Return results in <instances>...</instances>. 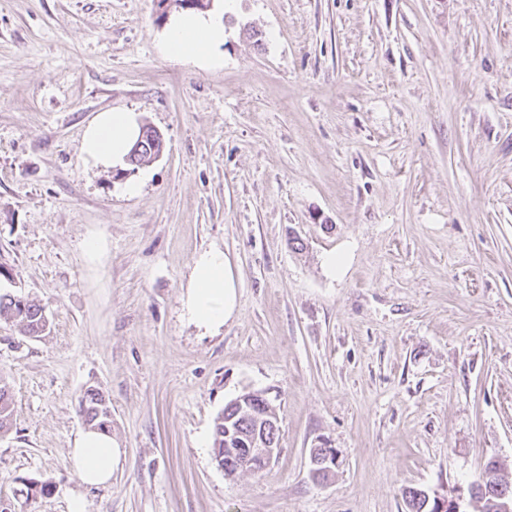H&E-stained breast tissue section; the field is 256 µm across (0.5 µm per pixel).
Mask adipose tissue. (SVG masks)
Listing matches in <instances>:
<instances>
[{"label":"adipose tissue","mask_w":512,"mask_h":512,"mask_svg":"<svg viewBox=\"0 0 512 512\" xmlns=\"http://www.w3.org/2000/svg\"><path fill=\"white\" fill-rule=\"evenodd\" d=\"M223 44L221 13L184 12L172 17L161 51L170 59L191 58L204 69L217 70L224 66ZM140 134L138 113L101 112L87 124L80 151L91 166L122 171ZM190 268V277L180 295L183 314L202 332H216L235 314L238 270L219 249L195 254ZM69 458L83 484L100 486L108 483L113 471L124 463L125 451L108 430L87 429L75 438Z\"/></svg>","instance_id":"1"}]
</instances>
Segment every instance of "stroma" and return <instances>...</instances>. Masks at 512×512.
Returning <instances> with one entry per match:
<instances>
[{
    "label": "stroma",
    "instance_id": "stroma-1",
    "mask_svg": "<svg viewBox=\"0 0 512 512\" xmlns=\"http://www.w3.org/2000/svg\"><path fill=\"white\" fill-rule=\"evenodd\" d=\"M168 25L158 0H0V293L49 320H0V505L407 512L412 487L476 512L487 461L512 475V0H231L219 70L163 57ZM112 109L162 157L86 164ZM210 247L238 311L205 336L179 298ZM89 386L126 450L100 488L68 455ZM256 390L279 453L225 475L214 420ZM0 319L11 322L23 336L39 337L48 326L43 307L23 296L0 294Z\"/></svg>",
    "mask_w": 512,
    "mask_h": 512
}]
</instances>
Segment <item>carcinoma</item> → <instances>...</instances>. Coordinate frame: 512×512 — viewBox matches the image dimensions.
Segmentation results:
<instances>
[{
  "instance_id": "obj_1",
  "label": "carcinoma",
  "mask_w": 512,
  "mask_h": 512,
  "mask_svg": "<svg viewBox=\"0 0 512 512\" xmlns=\"http://www.w3.org/2000/svg\"><path fill=\"white\" fill-rule=\"evenodd\" d=\"M139 150L131 151L129 163L139 166L157 158L162 152L160 134L150 126L142 127V136L137 142ZM0 319L15 325L24 336L39 337L48 326L43 307L23 296L0 294ZM13 400L8 384L0 378V434L7 433L12 424ZM84 426L106 428L110 423L109 400L99 389L86 390L79 408ZM279 440L280 430L276 410L264 393L245 392L225 404L214 421L212 452L222 457L225 473L234 475L240 471L229 448L250 445L254 437ZM407 512H434L433 503L426 500L424 491L407 488L403 491Z\"/></svg>"
}]
</instances>
